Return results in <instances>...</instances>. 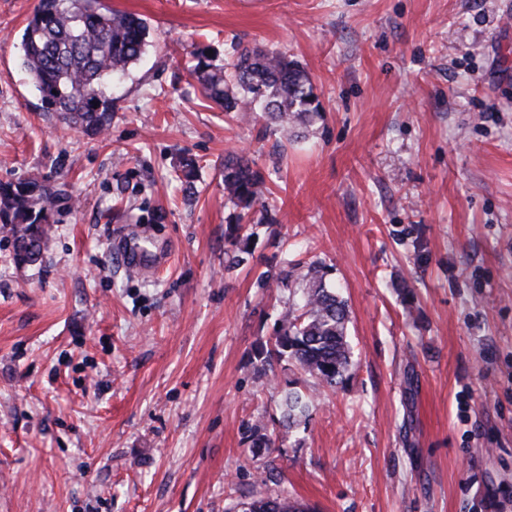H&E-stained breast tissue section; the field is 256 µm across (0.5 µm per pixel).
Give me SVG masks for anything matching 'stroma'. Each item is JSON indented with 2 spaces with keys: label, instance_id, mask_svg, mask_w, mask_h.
<instances>
[{
  "label": "stroma",
  "instance_id": "obj_1",
  "mask_svg": "<svg viewBox=\"0 0 512 512\" xmlns=\"http://www.w3.org/2000/svg\"><path fill=\"white\" fill-rule=\"evenodd\" d=\"M103 2L153 43L91 138L20 67L39 0H0V181L69 199L42 264L0 237V512H232L273 489L318 512H512V0ZM200 45L302 66L307 137L205 100ZM230 151L268 188L243 223ZM288 259L341 286L355 365L334 391L306 381L263 482L243 436L274 429L298 375L253 362ZM281 442L290 436L309 417L313 401L299 386L288 387L280 398Z\"/></svg>",
  "mask_w": 512,
  "mask_h": 512
}]
</instances>
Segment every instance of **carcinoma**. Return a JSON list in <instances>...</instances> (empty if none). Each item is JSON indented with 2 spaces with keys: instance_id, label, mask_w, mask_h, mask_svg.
<instances>
[{
  "instance_id": "1",
  "label": "carcinoma",
  "mask_w": 512,
  "mask_h": 512,
  "mask_svg": "<svg viewBox=\"0 0 512 512\" xmlns=\"http://www.w3.org/2000/svg\"><path fill=\"white\" fill-rule=\"evenodd\" d=\"M151 46L148 23L103 4V0H39L21 37V69L41 96L43 108L88 136L112 125V82L124 76ZM191 70L202 95L225 111L259 112L283 134L309 127L320 116L307 71L286 56L242 49L217 62L209 48L193 52ZM99 106H94V103ZM224 196L236 209L250 210L267 192L262 173L244 155H224ZM66 200L43 177L0 182V233L12 244L18 266L43 261L54 213ZM349 309L321 266L311 263L292 302L281 314L272 342H260L254 359L263 372L288 362L329 389L343 385L353 365L348 339ZM281 434L291 435L309 417L313 401L300 387L280 398ZM245 442L259 455L276 447L264 429L252 426ZM239 512H312L282 491L244 502Z\"/></svg>"
}]
</instances>
